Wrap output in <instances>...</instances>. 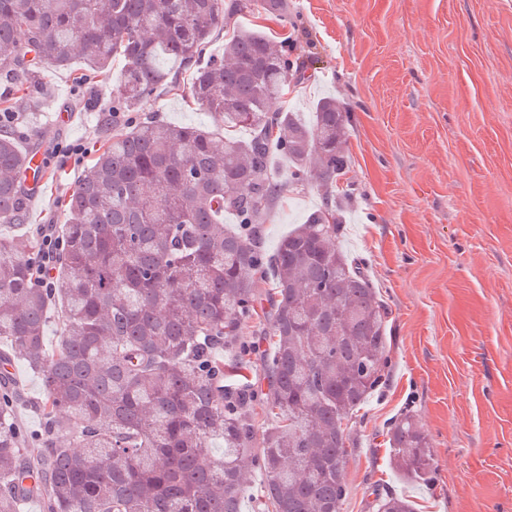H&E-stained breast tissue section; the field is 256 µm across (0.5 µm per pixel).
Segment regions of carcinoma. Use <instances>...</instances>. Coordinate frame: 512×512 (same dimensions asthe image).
I'll list each match as a JSON object with an SVG mask.
<instances>
[{
    "label": "carcinoma",
    "mask_w": 512,
    "mask_h": 512,
    "mask_svg": "<svg viewBox=\"0 0 512 512\" xmlns=\"http://www.w3.org/2000/svg\"><path fill=\"white\" fill-rule=\"evenodd\" d=\"M245 9L286 16L285 0H0V79L32 81L39 65L68 69L78 57L95 79L118 57L112 111L141 112L189 70L191 95L220 123L148 114L104 140L61 201L54 287L36 273L39 241L0 238V362L17 355L42 383V427L29 434L0 376V512L33 499L44 512H242L255 471L263 512H342L348 424L390 366L388 312L337 237L330 189L347 173L348 112L332 96L306 120L272 109L301 73L261 25L213 53L224 21ZM275 152L325 203L267 257L254 225L278 193ZM36 154L0 129L1 224L26 223ZM251 323L269 338L262 388L248 374ZM219 347L234 355L216 359ZM387 436L395 473L430 484L433 446L416 415ZM373 508L415 512L392 492Z\"/></svg>",
    "instance_id": "cac0c4a2"
}]
</instances>
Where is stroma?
Wrapping results in <instances>:
<instances>
[{"label": "stroma", "mask_w": 512, "mask_h": 512, "mask_svg": "<svg viewBox=\"0 0 512 512\" xmlns=\"http://www.w3.org/2000/svg\"><path fill=\"white\" fill-rule=\"evenodd\" d=\"M267 27L305 68L291 99L321 94L349 109L348 215L343 240L362 259L388 309L391 364L354 419L342 512H373V489L412 491L415 512H512V0H286ZM121 61L84 85L77 70L43 66L33 102H18L20 147L40 145L48 179L27 223L1 224L24 241L61 224L60 201L87 169L62 154L124 131L110 113ZM192 73L146 103L164 121L210 123L190 94ZM274 178L261 237L274 250L297 214L316 207L313 184ZM11 376L16 418L40 429L41 381L22 359ZM415 412L434 448L432 485L409 489L379 450L400 413Z\"/></svg>", "instance_id": "1"}]
</instances>
